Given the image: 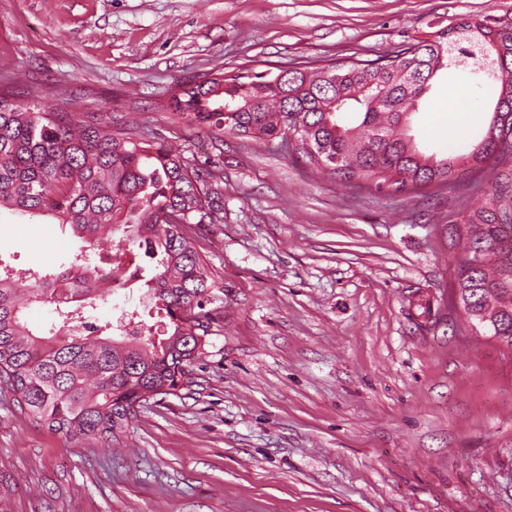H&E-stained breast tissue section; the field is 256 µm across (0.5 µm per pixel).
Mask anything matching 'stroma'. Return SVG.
I'll return each instance as SVG.
<instances>
[{
    "instance_id": "1",
    "label": "stroma",
    "mask_w": 512,
    "mask_h": 512,
    "mask_svg": "<svg viewBox=\"0 0 512 512\" xmlns=\"http://www.w3.org/2000/svg\"><path fill=\"white\" fill-rule=\"evenodd\" d=\"M512 16V0H0V90L107 116L224 176V221L188 234L216 281L187 383L139 408L120 443L36 427L0 395V512H512V351L452 306L448 215L479 192L372 193L280 140L179 120L169 102L215 74L374 59L430 22ZM436 81L410 125L449 136ZM68 226L0 211V259L54 271L88 254ZM136 281L99 322L143 309Z\"/></svg>"
}]
</instances>
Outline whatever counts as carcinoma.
Listing matches in <instances>:
<instances>
[{
    "mask_svg": "<svg viewBox=\"0 0 512 512\" xmlns=\"http://www.w3.org/2000/svg\"><path fill=\"white\" fill-rule=\"evenodd\" d=\"M512 17L463 18L374 60L222 74L182 90L169 107L190 124L274 140L287 133L306 163L338 182L393 194L449 187L475 191L490 160L482 203L448 221L463 245L454 281L470 325L512 350ZM453 68L494 92L481 139L459 156L419 151L405 135L431 81ZM70 226L93 249L56 272L0 265V394L30 423L77 442H118L137 406L179 389L210 335L215 281L189 224L224 221V176H202L183 153L134 140L89 114L42 112L0 94V208ZM112 236L106 237L104 229ZM121 233L119 238L113 234ZM138 244L155 260L145 280L153 330L127 314L93 321L105 288L127 285ZM64 281L67 287L56 284ZM50 304L52 327L25 311Z\"/></svg>",
    "mask_w": 512,
    "mask_h": 512,
    "instance_id": "cac0c4a2",
    "label": "carcinoma"
}]
</instances>
